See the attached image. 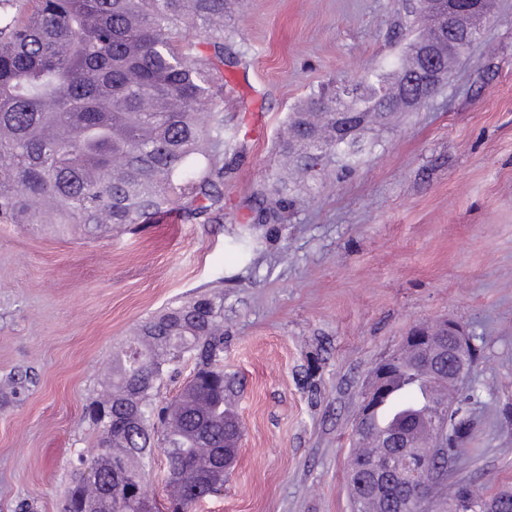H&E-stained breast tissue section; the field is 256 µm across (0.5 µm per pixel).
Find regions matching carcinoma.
Listing matches in <instances>:
<instances>
[{
	"label": "carcinoma",
	"mask_w": 512,
	"mask_h": 512,
	"mask_svg": "<svg viewBox=\"0 0 512 512\" xmlns=\"http://www.w3.org/2000/svg\"><path fill=\"white\" fill-rule=\"evenodd\" d=\"M227 2L0 0V224H67L99 237L179 206L195 219L222 208L224 168L213 156L224 144V75L203 48L223 54L233 30ZM404 64L399 57L373 69L352 101L309 95L289 114L284 165L314 182L333 160L351 168L355 152H336V109L356 111L355 138L385 124L389 88ZM223 352L218 297L203 294L142 321L112 353L86 410L99 452L72 480L63 512H142L130 488L144 477L158 432L176 474L167 512H191L223 490L224 450L235 451L241 434ZM188 354L196 357L192 379L169 411H155L156 383ZM430 361L422 350L392 361L389 383L413 384ZM434 367L448 377L443 360ZM435 413L410 403L393 416L395 429L411 437ZM468 434L467 418L451 424L448 457ZM384 457L358 464L365 489L354 512H368L367 501L374 512H395L408 499L401 480L388 496L372 492L373 463ZM468 492L470 512H512V490L487 495L461 483L453 495Z\"/></svg>",
	"instance_id": "obj_1"
}]
</instances>
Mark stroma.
I'll list each match as a JSON object with an SVG mask.
<instances>
[{"label": "stroma", "instance_id": "1", "mask_svg": "<svg viewBox=\"0 0 512 512\" xmlns=\"http://www.w3.org/2000/svg\"><path fill=\"white\" fill-rule=\"evenodd\" d=\"M408 0H246L224 70V209L97 240L0 224V512H61L94 452L99 366L137 325L224 298L242 440L194 512H352L350 434L374 367L409 331L481 350L471 434L447 484L512 489V0L430 102L364 135L350 172L275 195L289 112L359 83L413 37ZM279 199L281 221L250 225ZM250 240L240 250V236Z\"/></svg>", "mask_w": 512, "mask_h": 512}]
</instances>
